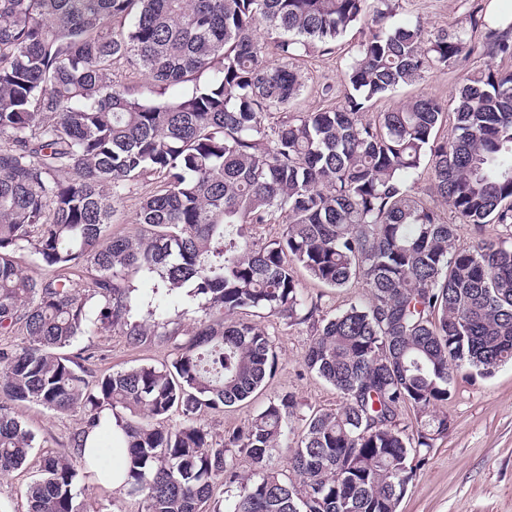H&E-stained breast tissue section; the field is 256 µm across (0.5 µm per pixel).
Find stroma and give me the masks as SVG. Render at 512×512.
Here are the masks:
<instances>
[{
	"mask_svg": "<svg viewBox=\"0 0 512 512\" xmlns=\"http://www.w3.org/2000/svg\"><path fill=\"white\" fill-rule=\"evenodd\" d=\"M478 0H399L395 20L419 22L427 34L443 28L467 29L469 14ZM361 35L350 31L340 48L314 51L293 61L300 71L304 90L295 111L317 110L342 98L343 75L348 57L346 47L358 44ZM512 71V58L488 59L472 56L457 66L434 70L423 81L402 86L373 103L376 112L392 110L417 96L432 97L454 107V96L467 78L486 65ZM155 184L142 180L132 185L116 205L109 232L127 235L136 229L134 219L141 199ZM262 325L272 336L278 364L264 394L220 413L203 418L213 435L222 436L247 423L268 397L294 393L303 413L314 409L338 408L341 399L329 384L307 371L303 358L313 335L310 324L291 326L287 321L265 317ZM82 344L98 346L99 360L90 364L93 375L145 364H159L172 358L177 338L157 336L140 347L129 346L119 334L109 336L89 332ZM17 413L37 436L39 446L20 468L0 472V512H28L26 490L37 479L43 453L65 451L69 438L81 423L80 413L60 414L36 404H24ZM448 431L438 439L425 462L407 486L399 512H512V363L491 375L458 379L445 409ZM77 501L84 512H140L139 501L126 489L115 490L98 484L91 473L80 471L76 481Z\"/></svg>",
	"mask_w": 512,
	"mask_h": 512,
	"instance_id": "1",
	"label": "stroma"
}]
</instances>
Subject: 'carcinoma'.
Listing matches in <instances>:
<instances>
[{
	"instance_id": "obj_1",
	"label": "carcinoma",
	"mask_w": 512,
	"mask_h": 512,
	"mask_svg": "<svg viewBox=\"0 0 512 512\" xmlns=\"http://www.w3.org/2000/svg\"><path fill=\"white\" fill-rule=\"evenodd\" d=\"M398 0H0V471L37 447L19 402L80 412L70 452L41 457L28 512H82L87 433L109 408L125 449V485L141 512H397L415 465L448 430L454 375L512 362V71L491 66L446 105L417 97L365 119L368 103L474 54L512 57V25L477 5L470 32L427 37L393 26ZM362 39L336 105L289 114L300 72L286 61ZM283 65L267 63L268 49ZM122 63L150 84L116 83ZM473 226L457 225L415 191ZM157 180L134 235L108 237L130 184ZM257 224H280L268 241ZM28 253L49 277L25 273ZM82 269V278L71 277ZM330 289L362 284L363 304L321 319L306 368L342 398L301 413L268 398L228 436L201 424L255 397L278 354L256 313L312 320L318 299L298 272ZM186 290L202 315L189 327L144 300ZM95 326L133 347L184 336L174 357L95 381L78 338ZM416 412L414 430L401 424ZM181 413L170 425V413ZM288 451L287 467L279 452ZM251 471L240 468V457Z\"/></svg>"
}]
</instances>
